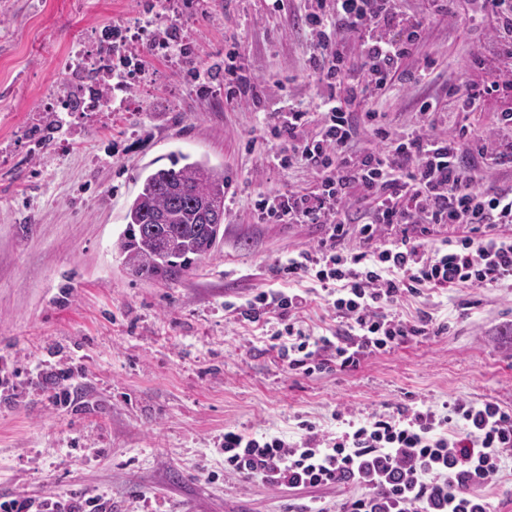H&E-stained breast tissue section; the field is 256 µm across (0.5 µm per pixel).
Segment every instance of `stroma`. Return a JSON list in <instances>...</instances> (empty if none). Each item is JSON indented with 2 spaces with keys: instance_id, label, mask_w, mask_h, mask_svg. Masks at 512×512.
Returning <instances> with one entry per match:
<instances>
[{
  "instance_id": "35a3bbf8",
  "label": "stroma",
  "mask_w": 512,
  "mask_h": 512,
  "mask_svg": "<svg viewBox=\"0 0 512 512\" xmlns=\"http://www.w3.org/2000/svg\"><path fill=\"white\" fill-rule=\"evenodd\" d=\"M188 22L182 63L151 56L130 112H58L70 49L133 23L148 4ZM482 26L436 18L423 47L434 85L482 81ZM240 45L265 84L255 106L226 101L225 55ZM309 35L265 0H0V499L102 495L112 512H288L302 504L224 473L225 429L295 438L308 421L336 431V410L364 417L455 399L512 408V288L436 291L401 304L430 312L418 336L357 369L289 370L270 336L278 316L227 311L326 234L322 224H261L260 195L312 189L262 138L266 113L294 103L322 125ZM210 71L207 87L190 72ZM232 181L223 236L172 281L129 276L113 250L135 179L175 149ZM67 369L68 401L28 367Z\"/></svg>"
}]
</instances>
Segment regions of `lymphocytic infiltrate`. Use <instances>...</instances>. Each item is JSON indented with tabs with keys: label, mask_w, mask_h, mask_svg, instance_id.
<instances>
[{
	"label": "lymphocytic infiltrate",
	"mask_w": 512,
	"mask_h": 512,
	"mask_svg": "<svg viewBox=\"0 0 512 512\" xmlns=\"http://www.w3.org/2000/svg\"><path fill=\"white\" fill-rule=\"evenodd\" d=\"M431 13L401 10L397 0H304L301 19L313 51L308 67L323 92L322 128L306 137L308 112L297 106L269 113L264 131L286 143L285 166H305L315 189L259 196L253 208L263 222L323 224L327 234L313 249L282 265L289 291H262L236 308L244 320L281 310L273 332L280 355L305 374L357 368L364 356L417 336H435L429 314L401 315L404 298L424 291L464 287L512 288V183L485 184L483 168L512 165V0H432ZM488 20L486 36L496 48L488 80L449 82L445 95H426L413 110L418 127L392 130L380 103L403 87L429 83L432 61L417 63L433 17ZM228 51L224 88L231 101L256 104L264 88ZM488 105L495 131L478 136L453 124L434 135L444 112ZM379 146L354 149L358 129ZM432 224L460 226L446 247L425 242ZM385 227L401 236L389 247L375 242ZM320 284L336 315V329L306 333L294 313ZM341 428L329 432L301 423L298 439L255 438L224 432L225 474L256 480L291 494L335 488L336 512H496L481 488L512 465V409L485 401L456 400L356 419L339 410ZM0 512H106L102 497L52 496L40 502L13 498Z\"/></svg>",
	"instance_id": "obj_1"
}]
</instances>
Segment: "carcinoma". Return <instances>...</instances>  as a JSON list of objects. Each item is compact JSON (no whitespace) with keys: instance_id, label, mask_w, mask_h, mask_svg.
Here are the masks:
<instances>
[{"instance_id":"obj_1","label":"carcinoma","mask_w":512,"mask_h":512,"mask_svg":"<svg viewBox=\"0 0 512 512\" xmlns=\"http://www.w3.org/2000/svg\"><path fill=\"white\" fill-rule=\"evenodd\" d=\"M139 181L113 248L134 277L176 278L214 248L208 214L224 213V169L178 150Z\"/></svg>"}]
</instances>
